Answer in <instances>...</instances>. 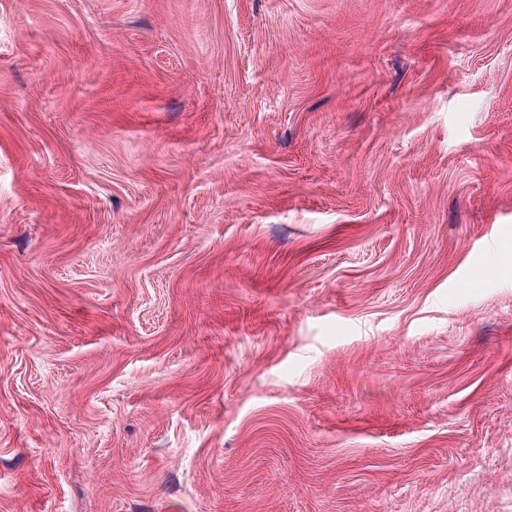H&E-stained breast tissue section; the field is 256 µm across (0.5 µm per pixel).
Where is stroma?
<instances>
[{
    "label": "stroma",
    "instance_id": "stroma-1",
    "mask_svg": "<svg viewBox=\"0 0 512 512\" xmlns=\"http://www.w3.org/2000/svg\"><path fill=\"white\" fill-rule=\"evenodd\" d=\"M0 512H512V0H0Z\"/></svg>",
    "mask_w": 512,
    "mask_h": 512
}]
</instances>
